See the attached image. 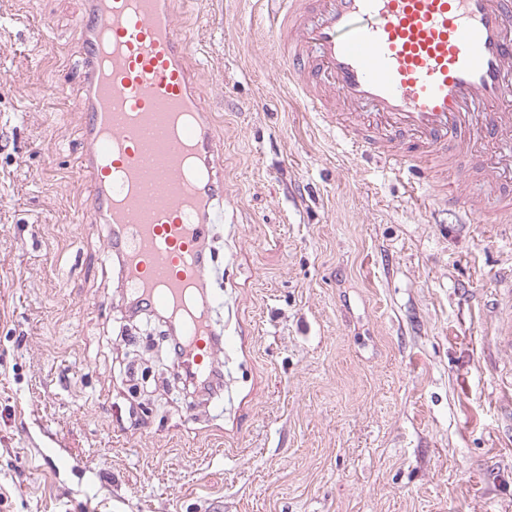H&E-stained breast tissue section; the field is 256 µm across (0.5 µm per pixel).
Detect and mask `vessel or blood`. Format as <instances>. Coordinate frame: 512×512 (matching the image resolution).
I'll return each mask as SVG.
<instances>
[{
  "label": "vessel or blood",
  "mask_w": 512,
  "mask_h": 512,
  "mask_svg": "<svg viewBox=\"0 0 512 512\" xmlns=\"http://www.w3.org/2000/svg\"><path fill=\"white\" fill-rule=\"evenodd\" d=\"M284 84L333 112L356 152L421 176L467 219L512 224V0H278ZM178 0H84L81 167L130 304L167 314L186 368L216 371L202 246L224 211V162ZM484 140L497 202L459 196Z\"/></svg>",
  "instance_id": "1"
}]
</instances>
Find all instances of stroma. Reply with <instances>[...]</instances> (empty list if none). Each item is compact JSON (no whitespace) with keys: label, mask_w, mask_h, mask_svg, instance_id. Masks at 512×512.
Here are the masks:
<instances>
[{"label":"stroma","mask_w":512,"mask_h":512,"mask_svg":"<svg viewBox=\"0 0 512 512\" xmlns=\"http://www.w3.org/2000/svg\"><path fill=\"white\" fill-rule=\"evenodd\" d=\"M266 0H186L231 191L214 394L135 393L87 184L81 0H0V512H512V237L424 208L282 84Z\"/></svg>","instance_id":"1"}]
</instances>
